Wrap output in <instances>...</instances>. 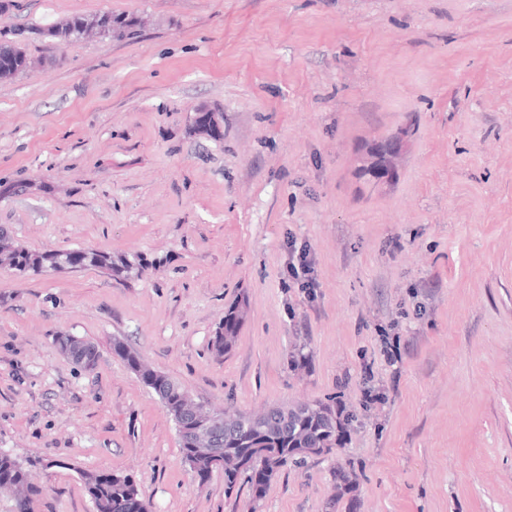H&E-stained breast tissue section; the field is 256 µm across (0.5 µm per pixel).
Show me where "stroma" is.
I'll return each mask as SVG.
<instances>
[{"mask_svg":"<svg viewBox=\"0 0 512 512\" xmlns=\"http://www.w3.org/2000/svg\"><path fill=\"white\" fill-rule=\"evenodd\" d=\"M103 12L141 24L42 34ZM1 29L35 64L0 80V226L146 264L0 267V452L31 463L33 512H96L95 471L133 474L151 512H254L248 486L193 479L117 341L210 409L340 411L341 445L255 512H512V0H15ZM407 124L398 179L369 185L365 147ZM224 316V324L221 331L214 337L213 348L217 353H224L228 350L236 337L238 325L242 320V311L239 306H232ZM228 309V310H229ZM60 345L63 353L67 355V357H69L73 362L74 360L77 362L78 358L83 359V357H87L89 359L92 358L87 368L96 366L99 359V352L95 344L92 342L65 336L62 337Z\"/></svg>","mask_w":512,"mask_h":512,"instance_id":"stroma-1","label":"stroma"}]
</instances>
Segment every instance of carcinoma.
Wrapping results in <instances>:
<instances>
[{
	"label": "carcinoma",
	"mask_w": 512,
	"mask_h": 512,
	"mask_svg": "<svg viewBox=\"0 0 512 512\" xmlns=\"http://www.w3.org/2000/svg\"><path fill=\"white\" fill-rule=\"evenodd\" d=\"M134 21L117 17L109 12L92 18H73L61 25L42 30V34L55 43L79 39L90 31L110 36L132 33ZM21 31H0V58L10 59L14 66L0 73L7 79L25 71L31 61L22 47ZM0 266L19 274L58 271L73 266L94 267L109 274H123L132 269L124 259L116 262L112 255L97 251L69 250L33 253L23 249H0ZM242 320L240 307L234 305L224 316L221 331L214 337L213 348L222 353L232 346L238 325ZM61 349L71 360L87 357L93 367L99 359L95 344L65 336ZM114 352L124 358L140 381L151 389L161 401L172 420L184 417L183 406L187 392L169 376L151 369L139 354L121 342L115 343ZM340 422L336 412L322 402L302 405L276 406L263 414H238L234 417L216 413L212 430L220 434V447L224 448V491L230 495L240 489L242 483L250 484L253 502L265 494L266 487L277 470L292 460L303 462L309 454L304 448L331 450L340 443ZM183 457L195 458L198 474L207 479L211 476L212 462L197 451L194 423L186 421L178 431ZM86 491L96 512H149L148 504L140 497L135 481L126 475L87 472L82 474ZM358 480L355 470H336V495L351 490ZM0 492L13 496L12 512H33L34 498L40 490L28 480L24 466L11 456L0 455Z\"/></svg>",
	"instance_id": "carcinoma-1"
}]
</instances>
